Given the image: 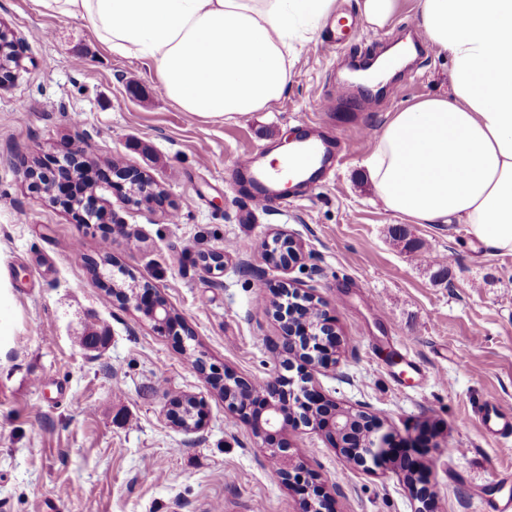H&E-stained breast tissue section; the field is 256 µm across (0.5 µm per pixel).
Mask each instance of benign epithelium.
I'll return each instance as SVG.
<instances>
[{"label":"benign epithelium","mask_w":512,"mask_h":512,"mask_svg":"<svg viewBox=\"0 0 512 512\" xmlns=\"http://www.w3.org/2000/svg\"><path fill=\"white\" fill-rule=\"evenodd\" d=\"M26 46L24 38L14 35L0 24V53H7L8 60L20 64ZM62 155L69 159L72 168L88 169L90 162L83 152L74 148V143L64 141L60 144ZM25 176L30 189L37 194H44L56 203L62 204L77 218V223L86 224L93 214V204L77 206L68 197V188L58 184L53 171L28 167ZM112 176L116 183L129 185V189L142 188L140 199L148 204L160 206L165 204V192L145 174L128 167H112ZM299 257L293 242L287 238L275 239L274 247L268 249L267 258L281 265H288ZM290 298L289 306L277 305V312L282 323L284 345L282 352L288 356H299L307 362L323 360L326 343L336 341L333 325L323 317V312L308 318L304 316L305 308L313 304V297L296 288L285 289ZM115 298L120 303L133 307L154 323L161 332L177 334L182 329L190 334L184 319L175 317L161 293L153 288L117 289ZM311 378L301 379L295 389L283 394V380H276L271 387L264 389L262 411L249 421L253 436L261 441L260 448L269 452L279 465V474L285 483L295 482L308 485L304 475L303 461L289 452L288 443L277 441L275 437L283 434L289 427L320 428L330 439L335 441L336 449L343 460L349 464L370 470L372 467H389L390 472L401 478L417 502L415 512H436L435 495L424 480L419 478L420 465L405 467L393 457V435L384 431L381 420L364 410L328 399L309 386ZM227 396L224 402L232 412H244V408L254 401L255 383L230 370L224 371V381L219 383ZM202 401L196 398L177 397L168 404L167 416L170 422L186 430L198 429L202 425Z\"/></svg>","instance_id":"1"}]
</instances>
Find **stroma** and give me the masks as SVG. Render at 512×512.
I'll return each instance as SVG.
<instances>
[{
    "label": "stroma",
    "mask_w": 512,
    "mask_h": 512,
    "mask_svg": "<svg viewBox=\"0 0 512 512\" xmlns=\"http://www.w3.org/2000/svg\"><path fill=\"white\" fill-rule=\"evenodd\" d=\"M417 0H400L388 28L336 29L295 47L288 90L268 109L221 121L192 118L149 69L111 54L81 19L40 14L33 0H0V23L22 35L21 66L0 85V274L12 295L13 334L0 354V512H303L246 419L228 411L186 359L178 337L106 299L87 260L107 248L108 278L159 289L208 364L255 382L283 369L281 324L268 302L289 283L324 302L340 337L335 369L315 382L416 442L437 512H484L482 494L512 495V438L480 429L476 409L512 408V254L485 249L463 224H413L386 211L356 144L378 137L389 113L452 90L448 58L425 51L393 79L394 93L334 97L351 60L425 37ZM316 120L351 156L314 193L254 207L232 166L272 152ZM72 139L99 167L98 220L77 223L33 193L26 165L52 166ZM138 169L165 205L124 201L111 163ZM292 238L298 264L270 262L265 245ZM225 251L222 269L200 258ZM374 296L378 309L366 298ZM105 331V349L79 338ZM206 402L203 428L184 431L169 400ZM287 438L333 497V512H414L392 473L347 465L309 427Z\"/></svg>",
    "instance_id": "stroma-1"
}]
</instances>
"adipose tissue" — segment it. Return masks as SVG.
<instances>
[{
    "instance_id": "1",
    "label": "adipose tissue",
    "mask_w": 512,
    "mask_h": 512,
    "mask_svg": "<svg viewBox=\"0 0 512 512\" xmlns=\"http://www.w3.org/2000/svg\"><path fill=\"white\" fill-rule=\"evenodd\" d=\"M88 22L109 52L141 61L166 98L217 120L265 109L288 88L290 50L336 0H33ZM419 26L449 57L452 93L409 102L364 162L384 208L415 224L467 225L512 253V0H418Z\"/></svg>"
}]
</instances>
